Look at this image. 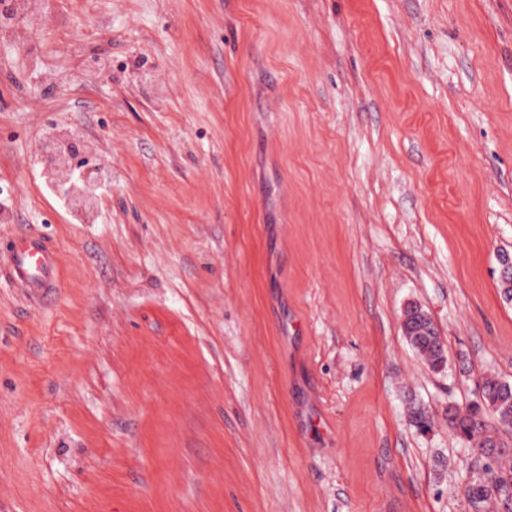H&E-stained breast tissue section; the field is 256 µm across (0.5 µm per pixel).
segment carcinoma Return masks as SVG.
<instances>
[{
	"label": "carcinoma",
	"mask_w": 512,
	"mask_h": 512,
	"mask_svg": "<svg viewBox=\"0 0 512 512\" xmlns=\"http://www.w3.org/2000/svg\"><path fill=\"white\" fill-rule=\"evenodd\" d=\"M407 340L436 370L444 365V343L436 328L428 329L414 317L403 322ZM492 416L507 428L512 427V383L495 376H483L476 383L475 397L467 409L456 404L448 406V428L474 455H493V466L486 477L469 485L466 496L474 504L491 500L512 512V441L492 434L487 416ZM410 422L421 432L431 429L432 421L420 404L410 410Z\"/></svg>",
	"instance_id": "obj_1"
}]
</instances>
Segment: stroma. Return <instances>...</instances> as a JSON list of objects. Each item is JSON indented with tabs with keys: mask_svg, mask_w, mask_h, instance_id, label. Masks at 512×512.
Segmentation results:
<instances>
[{
	"mask_svg": "<svg viewBox=\"0 0 512 512\" xmlns=\"http://www.w3.org/2000/svg\"><path fill=\"white\" fill-rule=\"evenodd\" d=\"M54 128L111 174L89 215ZM0 201V259L60 261L40 304L0 269V512H473L446 419L512 382V0H46L0 32ZM50 139L62 141L64 150L68 157H61L60 153L47 152L43 156L45 168L55 170L57 168L60 181L56 185L62 186L67 190V195L76 201V208L82 213H89L94 206L95 191L106 178V171L101 166H85L80 178V185L76 186L71 182L69 176V160L82 157L90 153L88 144L77 137L69 136L55 131L49 135ZM403 331L407 335V340L423 356L430 368L440 369L446 363L444 343L435 326L426 329L419 320L410 317L403 322Z\"/></svg>",
	"mask_w": 512,
	"mask_h": 512,
	"instance_id": "35a3bbf8",
	"label": "stroma"
}]
</instances>
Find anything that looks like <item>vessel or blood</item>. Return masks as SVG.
Segmentation results:
<instances>
[{
  "mask_svg": "<svg viewBox=\"0 0 512 512\" xmlns=\"http://www.w3.org/2000/svg\"><path fill=\"white\" fill-rule=\"evenodd\" d=\"M7 268L12 282L24 286L30 299L41 302L56 291L55 253L40 237H19Z\"/></svg>",
  "mask_w": 512,
  "mask_h": 512,
  "instance_id": "b4317fda",
  "label": "vessel or blood"
}]
</instances>
